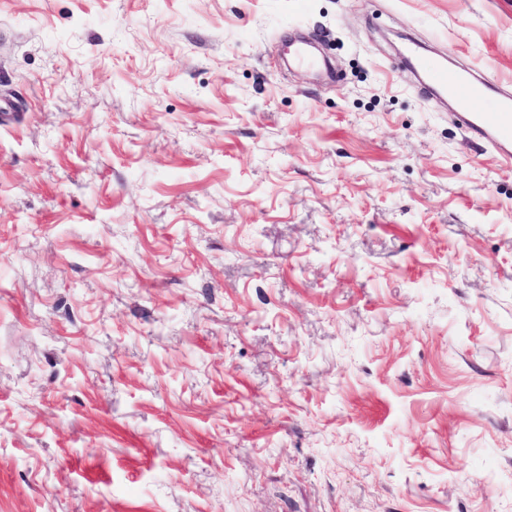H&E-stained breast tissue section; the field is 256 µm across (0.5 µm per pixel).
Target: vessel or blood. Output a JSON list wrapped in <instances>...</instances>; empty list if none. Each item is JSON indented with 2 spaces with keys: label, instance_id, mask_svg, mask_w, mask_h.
Listing matches in <instances>:
<instances>
[{
  "label": "vessel or blood",
  "instance_id": "1",
  "mask_svg": "<svg viewBox=\"0 0 512 512\" xmlns=\"http://www.w3.org/2000/svg\"><path fill=\"white\" fill-rule=\"evenodd\" d=\"M425 70L432 87L447 89L461 125L488 140L497 159L512 166V98L491 101L492 82L476 79L467 71L431 64Z\"/></svg>",
  "mask_w": 512,
  "mask_h": 512
}]
</instances>
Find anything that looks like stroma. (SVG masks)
Returning a JSON list of instances; mask_svg holds the SVG:
<instances>
[{"instance_id": "stroma-1", "label": "stroma", "mask_w": 512, "mask_h": 512, "mask_svg": "<svg viewBox=\"0 0 512 512\" xmlns=\"http://www.w3.org/2000/svg\"><path fill=\"white\" fill-rule=\"evenodd\" d=\"M415 44L512 94V0H0V512H512V167Z\"/></svg>"}]
</instances>
